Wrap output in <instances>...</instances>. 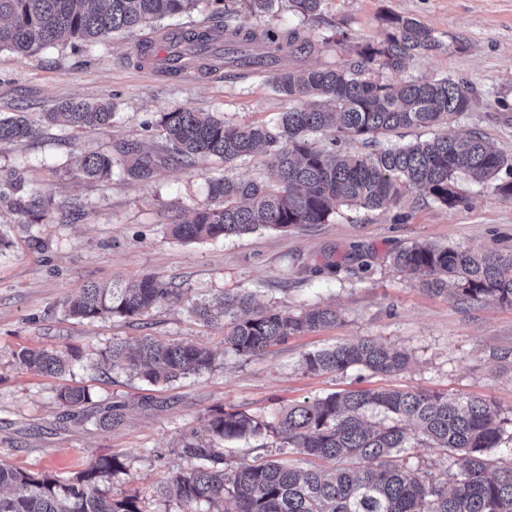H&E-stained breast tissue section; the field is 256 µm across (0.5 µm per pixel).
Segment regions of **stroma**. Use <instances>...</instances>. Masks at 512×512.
Wrapping results in <instances>:
<instances>
[{
    "instance_id": "obj_1",
    "label": "stroma",
    "mask_w": 512,
    "mask_h": 512,
    "mask_svg": "<svg viewBox=\"0 0 512 512\" xmlns=\"http://www.w3.org/2000/svg\"><path fill=\"white\" fill-rule=\"evenodd\" d=\"M393 15L430 28L437 48L409 61L406 76L448 77L472 83L480 99L457 116L455 131L481 132L489 146L512 158V0H325L305 21L287 6L262 17L238 14L240 30L305 27L320 40L346 32L378 42ZM220 14L194 12L97 42L58 46L21 56L0 50V114L27 113L37 138L0 144V177L19 171L29 188L60 208L77 202L66 223H25L0 204V464L31 474L72 477L97 457L123 465L108 485L112 496L138 497L144 512H181L154 488L186 466L182 444L221 406L271 418L288 406L327 394L366 388H425L477 396L512 414V307L488 300L466 306L433 296L391 262L415 242L473 249L512 247V202L487 183L463 178L464 205L447 207L417 193L380 210L342 207L323 224L281 232L182 243L167 233L174 217L210 203L216 178L265 180L274 157L259 154L231 164L214 156L183 162L165 152L161 113L175 108L210 112L237 126L265 124L288 108L271 74H250L202 60L170 73L141 63L150 41L165 57L178 27L223 25ZM108 101L106 126L49 124L45 112L71 101ZM149 151V174L121 172L86 181L78 161L89 151L124 159L130 147ZM43 248H34L32 236ZM155 276L181 288L180 298L133 319L88 323L69 317L63 301L87 283ZM225 292H248L284 312L330 305L336 324L289 337L256 356L224 349V332L201 323L191 305ZM141 336L193 341L216 353L208 372L151 385L102 359L113 340ZM373 338L407 351V369L372 375L305 372L306 353ZM78 350L69 372L47 376L20 364L24 349ZM88 388L94 404L120 406L109 429L82 424L58 400L61 389Z\"/></svg>"
}]
</instances>
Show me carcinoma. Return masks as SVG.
Wrapping results in <instances>:
<instances>
[{
	"mask_svg": "<svg viewBox=\"0 0 512 512\" xmlns=\"http://www.w3.org/2000/svg\"><path fill=\"white\" fill-rule=\"evenodd\" d=\"M281 0H0V49L25 55L105 37L192 10L231 17L261 16ZM304 19L321 11L324 0H287ZM392 32L377 43L357 46L331 66L296 69L290 62L315 51L303 30L265 27L242 32L215 29L169 34V71L196 63L205 51L224 43L212 60L252 72L275 73L277 91L292 106L271 124L234 126L209 112L176 108L164 112L165 150L187 161L212 155L234 163L258 152L275 162L266 181L228 178L210 183L212 204L189 210L168 225L178 241L202 242L241 236L260 228L288 231L324 224L342 206L375 210L418 192L455 207L466 201L457 179L464 175L495 183L512 201V159L490 149L478 132L451 130L456 115L478 98L476 88L448 77L410 79L407 61L437 46L431 29L414 18L389 19ZM385 70L390 79L374 78ZM112 103L69 102L46 113L50 122L102 126L112 119ZM441 126L431 139L378 146V139L399 129ZM22 112L0 117V143L37 137ZM111 155L91 151L79 170L89 180L112 175ZM506 172L509 180H499ZM33 222L54 210L51 199L28 191L12 172L0 183V203ZM395 267L419 280L428 293L475 304L494 299L512 307V249L475 250L462 246L414 243L392 254ZM180 296L179 289L153 276L115 282L109 289L90 283L64 300L65 311L90 323L119 316L134 318ZM192 313L224 329V350L239 356L262 353L290 336L334 324L339 313L313 307L283 313L261 306L246 292H225L196 304ZM21 363L54 375L79 359L75 350L21 351ZM106 358L150 383H169L210 370L207 348L189 341L165 342L151 336L114 341ZM310 373L359 368L391 374L406 368L409 355L373 338L338 344L306 354ZM79 410L85 422L110 428L120 419L117 407L91 406L90 393L69 387L58 395ZM512 421L500 408L478 397L427 389H363L334 392L304 401L263 420L239 411L214 408L205 421L209 440L190 431L183 442L187 466L158 484L156 494L173 498L182 512H512ZM252 438L261 448H288L297 455L335 462L331 473L302 471L291 462L271 459L231 463L217 450L222 442ZM431 450L448 466L438 472L410 464L413 451ZM122 465L98 457L75 479L34 477L0 466V512H142L136 497L113 498L106 489Z\"/></svg>",
	"mask_w": 512,
	"mask_h": 512,
	"instance_id": "cac0c4a2",
	"label": "carcinoma"
}]
</instances>
